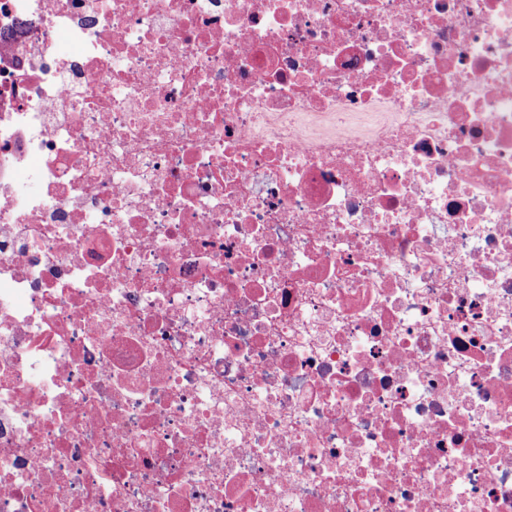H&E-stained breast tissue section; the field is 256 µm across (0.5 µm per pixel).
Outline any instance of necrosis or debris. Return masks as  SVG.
I'll list each match as a JSON object with an SVG mask.
<instances>
[{
  "instance_id": "necrosis-or-debris-1",
  "label": "necrosis or debris",
  "mask_w": 512,
  "mask_h": 512,
  "mask_svg": "<svg viewBox=\"0 0 512 512\" xmlns=\"http://www.w3.org/2000/svg\"><path fill=\"white\" fill-rule=\"evenodd\" d=\"M0 512H512V0H0Z\"/></svg>"
}]
</instances>
